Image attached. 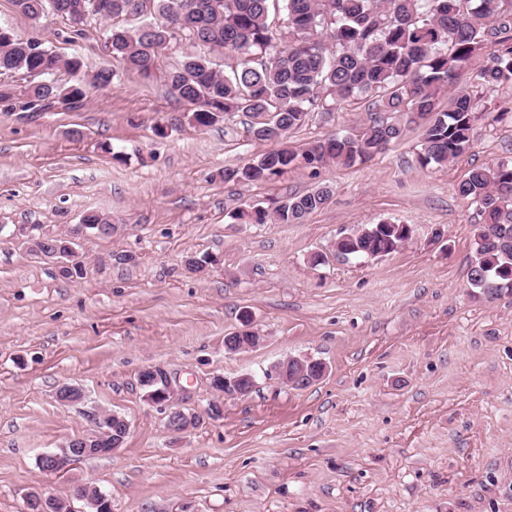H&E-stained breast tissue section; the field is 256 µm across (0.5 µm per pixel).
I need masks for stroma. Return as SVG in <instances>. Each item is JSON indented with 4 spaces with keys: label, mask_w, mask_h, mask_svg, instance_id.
<instances>
[{
    "label": "stroma",
    "mask_w": 512,
    "mask_h": 512,
    "mask_svg": "<svg viewBox=\"0 0 512 512\" xmlns=\"http://www.w3.org/2000/svg\"><path fill=\"white\" fill-rule=\"evenodd\" d=\"M0 26L80 56L86 74L116 68L103 23L70 44L61 18L36 22L0 0ZM188 49L172 42L152 79L119 70L74 109L0 103V512H24L31 490L80 484L112 512H512V293L473 298L483 217L456 193L469 169L512 160V87L484 91L488 118L446 165L418 163L422 128L406 121L373 160L227 182L224 169L270 145L243 112L208 128L188 121L166 81ZM375 110L372 97L348 100L288 141L306 147ZM497 112L503 122L491 121ZM324 184L328 204L303 223L229 217ZM87 214L111 219L112 235L79 240L80 279L17 234L53 235ZM383 220L410 225L411 240L379 259L334 255L341 232ZM316 252L325 263L310 262ZM204 253L216 265L187 272L185 259ZM246 313L263 344L225 352ZM301 355L326 364L322 380L295 389L271 374ZM148 367L167 372L183 411L203 415L197 428L169 430L146 402L138 374ZM217 374L256 385L212 420ZM65 384L82 400L61 404ZM101 410L128 421L122 447L43 471L42 455L91 435Z\"/></svg>",
    "instance_id": "35a3bbf8"
}]
</instances>
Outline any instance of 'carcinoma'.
<instances>
[{
  "label": "carcinoma",
  "instance_id": "carcinoma-1",
  "mask_svg": "<svg viewBox=\"0 0 512 512\" xmlns=\"http://www.w3.org/2000/svg\"><path fill=\"white\" fill-rule=\"evenodd\" d=\"M18 10L38 21L53 14L68 22L65 41L75 44L92 18L111 22L105 47L127 71L153 76L169 44L187 40L199 50L185 54L169 72L171 93L191 106L188 120L210 127L232 112L260 121L252 128L260 141L277 145L245 165L226 169V181H268L288 168H318L328 162L351 167L384 152L401 135L400 123L372 117L346 134H336L296 151L288 134L313 112L328 114L341 101L366 94L380 97L383 111L426 119L421 166L444 165L464 154L479 118V95L454 94L451 106L437 110L438 94L454 86L457 71L482 57L488 37L499 49L477 72L487 89L512 84V27L501 22L505 0H14ZM145 15L135 28L114 18ZM236 59L231 74L212 66L209 54ZM64 71L69 84L54 81ZM26 80L24 108L40 112L56 103L77 105L91 89H105L115 73L102 68L87 77L77 55L65 57L33 38L0 26V76ZM457 194L479 206L484 222L475 234L468 283L474 298L491 301L512 284V161L474 167L456 186ZM331 189L319 186L287 197L269 209L259 203L231 212L236 224H300L325 207ZM369 233L338 251L355 256L400 243L397 230L371 225ZM56 235L28 239L30 248L58 259ZM110 434L87 439L89 458L126 435L115 423Z\"/></svg>",
  "mask_w": 512,
  "mask_h": 512
}]
</instances>
